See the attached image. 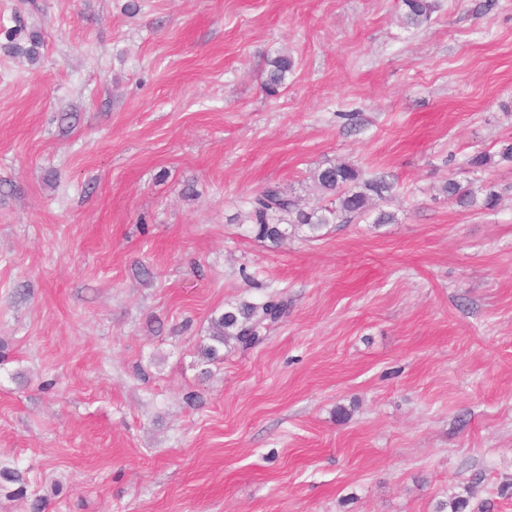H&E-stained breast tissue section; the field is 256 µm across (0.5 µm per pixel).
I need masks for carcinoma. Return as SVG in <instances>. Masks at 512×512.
I'll return each instance as SVG.
<instances>
[{
    "label": "carcinoma",
    "instance_id": "cac0c4a2",
    "mask_svg": "<svg viewBox=\"0 0 512 512\" xmlns=\"http://www.w3.org/2000/svg\"><path fill=\"white\" fill-rule=\"evenodd\" d=\"M405 12L403 24L419 28L428 23L434 11L431 0H403ZM264 89L275 95L282 88L293 69V61L286 54H278L267 61ZM499 161L512 164V141L505 140L497 155L477 152L468 156L464 164L475 171H485ZM314 191L330 204L312 208H300L298 201L283 187L273 183L264 186L249 200L248 220L255 236L274 245L288 238L289 229L298 226L307 230L308 237H321V231L330 224L347 223L365 215L376 203H385L394 195L397 183L385 175L364 176L356 166L338 162L315 170L311 176ZM448 200L461 207H478L493 211L500 202V195L492 183L479 189L463 185L449 178L443 185ZM288 313V302L266 301L243 303L230 307L211 321L210 339L213 344L205 349V358L213 361L221 357V350L231 345L242 350L260 344L265 333ZM480 479L475 478L461 491L439 503L437 512H467L478 493Z\"/></svg>",
    "mask_w": 512,
    "mask_h": 512
}]
</instances>
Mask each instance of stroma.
<instances>
[{"label":"stroma","mask_w":512,"mask_h":512,"mask_svg":"<svg viewBox=\"0 0 512 512\" xmlns=\"http://www.w3.org/2000/svg\"><path fill=\"white\" fill-rule=\"evenodd\" d=\"M432 2L0 0V512H435L477 475L512 512V164H464L512 140V0ZM341 160L392 223L254 237L257 191L314 207ZM403 3L402 21L407 28H419L430 21L435 7L430 0H403ZM293 61L287 54H278L267 61L264 89L269 95H276L293 69ZM443 192L449 201L461 207H478L492 211L500 202V195L492 183L484 184L476 190L470 185H463L453 178H448L443 185ZM288 313V302L266 301L243 303L229 307L211 321L210 339L213 344L205 349V358L218 359L224 347L250 349L260 344L265 333Z\"/></svg>","instance_id":"35a3bbf8"}]
</instances>
